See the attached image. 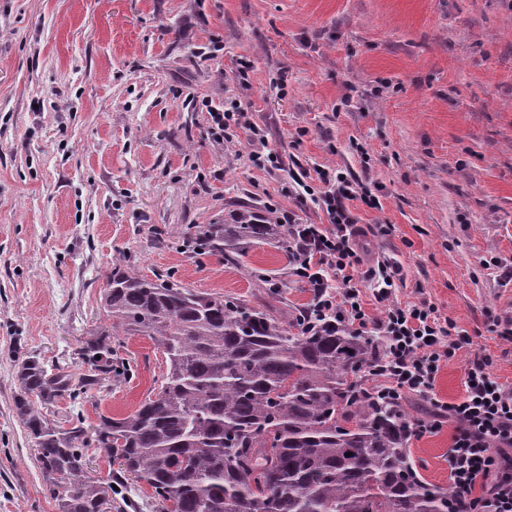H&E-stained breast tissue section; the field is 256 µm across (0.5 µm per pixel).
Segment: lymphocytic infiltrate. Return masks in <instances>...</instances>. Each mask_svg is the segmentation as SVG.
I'll use <instances>...</instances> for the list:
<instances>
[{"mask_svg": "<svg viewBox=\"0 0 512 512\" xmlns=\"http://www.w3.org/2000/svg\"><path fill=\"white\" fill-rule=\"evenodd\" d=\"M207 112L208 132L219 143L235 142L244 130L251 139L265 138L263 129L247 121L240 104L211 105ZM252 161L267 172L287 171L290 194L310 200L326 217L322 224H302L293 211L280 216L297 241L291 272L313 293L307 324L324 321L382 337L383 350L367 367L369 390L385 401L399 404L414 395L431 406L429 420L415 422L414 436L453 424L448 470L454 495L448 512H512V385L494 377L492 358L475 351L469 334L434 304L398 300L396 264L383 259L365 266L350 204L376 209L379 198L351 173L329 165L289 171L274 151L254 154ZM365 281L373 284L379 316L365 310L359 289ZM460 356L465 359L464 394L455 402L442 401L436 394L437 376Z\"/></svg>", "mask_w": 512, "mask_h": 512, "instance_id": "lymphocytic-infiltrate-1", "label": "lymphocytic infiltrate"}]
</instances>
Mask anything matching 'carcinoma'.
Instances as JSON below:
<instances>
[{"label": "carcinoma", "instance_id": "1", "mask_svg": "<svg viewBox=\"0 0 512 512\" xmlns=\"http://www.w3.org/2000/svg\"><path fill=\"white\" fill-rule=\"evenodd\" d=\"M184 246L236 262L253 244L293 255L288 226L251 207L184 232ZM112 329L163 349L157 392L123 418L57 425L40 407L76 400L127 372L104 330L79 377L35 354L18 362L14 408L57 512H123L118 489L144 482L164 512H448L449 491L411 462L401 405L357 396L375 338L288 318L272 303L202 292L171 275L115 268L102 293ZM39 404H34L31 397ZM116 464L85 476L87 447Z\"/></svg>", "mask_w": 512, "mask_h": 512}]
</instances>
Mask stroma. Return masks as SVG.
Segmentation results:
<instances>
[{"instance_id": "35a3bbf8", "label": "stroma", "mask_w": 512, "mask_h": 512, "mask_svg": "<svg viewBox=\"0 0 512 512\" xmlns=\"http://www.w3.org/2000/svg\"><path fill=\"white\" fill-rule=\"evenodd\" d=\"M226 99L265 143L213 140L203 103ZM265 148L378 186L380 208L354 209L366 265L394 258L399 300L433 303L512 382V355L483 330L512 317V282L488 265L512 262L507 0H0V512H56L13 410L15 359L79 374L118 258L252 306L274 283L289 310L311 303L273 246L237 264L179 246L242 205L325 223L289 197L286 173L251 163ZM377 224L396 231L374 236ZM112 345L128 374L50 418H122L158 387L154 340ZM453 434L447 423L409 445L445 489Z\"/></svg>"}]
</instances>
